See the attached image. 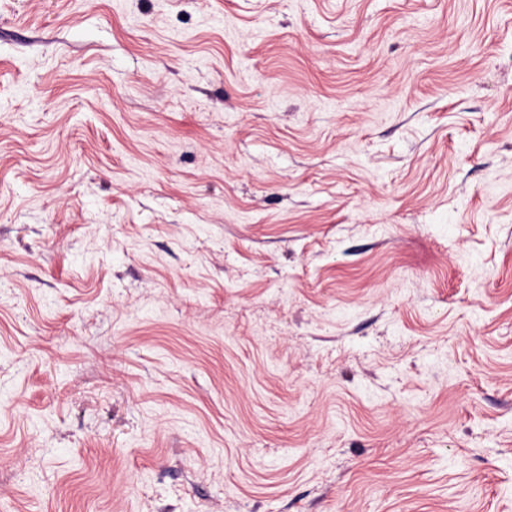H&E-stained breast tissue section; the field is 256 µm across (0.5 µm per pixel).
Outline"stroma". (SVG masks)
<instances>
[{
  "label": "stroma",
  "mask_w": 512,
  "mask_h": 512,
  "mask_svg": "<svg viewBox=\"0 0 512 512\" xmlns=\"http://www.w3.org/2000/svg\"><path fill=\"white\" fill-rule=\"evenodd\" d=\"M0 512H512V0H0Z\"/></svg>",
  "instance_id": "35a3bbf8"
}]
</instances>
